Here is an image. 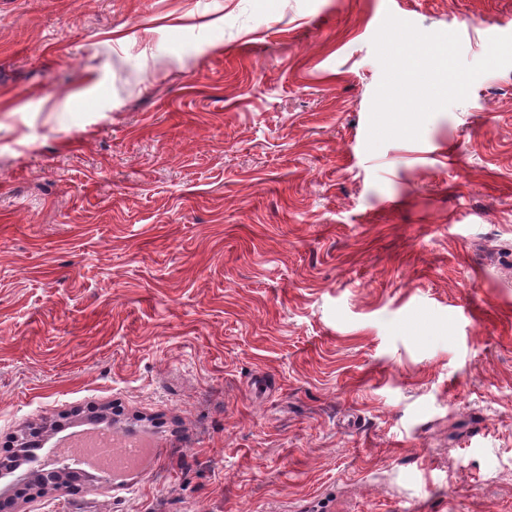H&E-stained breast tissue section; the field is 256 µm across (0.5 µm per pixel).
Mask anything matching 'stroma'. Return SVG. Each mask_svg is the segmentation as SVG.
<instances>
[{
	"instance_id": "35a3bbf8",
	"label": "stroma",
	"mask_w": 512,
	"mask_h": 512,
	"mask_svg": "<svg viewBox=\"0 0 512 512\" xmlns=\"http://www.w3.org/2000/svg\"><path fill=\"white\" fill-rule=\"evenodd\" d=\"M0 0V452L120 407L156 462L37 512H512V67L367 148L386 14Z\"/></svg>"
}]
</instances>
